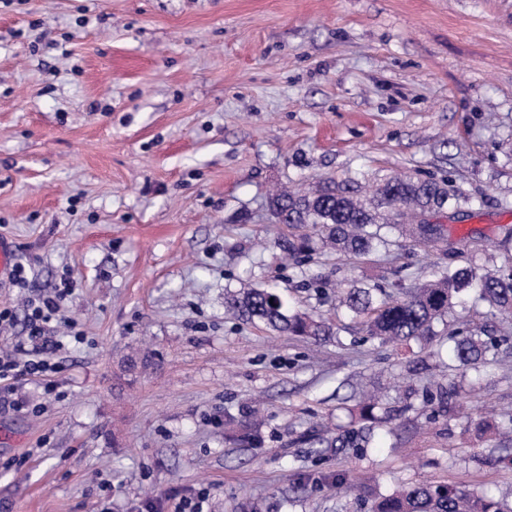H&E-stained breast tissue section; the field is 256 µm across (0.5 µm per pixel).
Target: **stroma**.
Instances as JSON below:
<instances>
[{
  "instance_id": "1",
  "label": "stroma",
  "mask_w": 512,
  "mask_h": 512,
  "mask_svg": "<svg viewBox=\"0 0 512 512\" xmlns=\"http://www.w3.org/2000/svg\"><path fill=\"white\" fill-rule=\"evenodd\" d=\"M473 197L448 210V252L282 261L277 187L396 173ZM512 227V0H0V238L32 295L64 277L82 343L56 351L52 390L0 402V512H131L205 488L208 512H367L409 483L512 497L494 432L512 409V354L467 395L447 337L354 343L346 280L402 281L436 262L500 258ZM288 283L335 334L279 335L226 293ZM152 355L118 388L133 352ZM377 386L405 411L363 453L299 442L347 428ZM352 490H336L337 476Z\"/></svg>"
}]
</instances>
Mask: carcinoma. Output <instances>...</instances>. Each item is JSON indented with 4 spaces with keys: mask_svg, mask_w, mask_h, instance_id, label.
Segmentation results:
<instances>
[{
    "mask_svg": "<svg viewBox=\"0 0 512 512\" xmlns=\"http://www.w3.org/2000/svg\"><path fill=\"white\" fill-rule=\"evenodd\" d=\"M472 204V198L448 181L416 178L412 175L387 177L369 187L351 178L326 179L304 189L280 190L266 201L269 218L288 228L281 249L296 264L313 254L329 250L355 259L373 254L388 245L387 234L397 231L398 248L409 244L424 250L437 249L446 242L441 224H425V216ZM338 306L352 316L364 338L381 344L426 341L434 335V325L452 326L455 359L460 365L482 375L497 356L496 338L476 322L478 307L504 319H512V253L497 267L471 263L454 267L434 265L428 278L400 283L362 285L352 280L336 295ZM470 304V319L448 318L457 308ZM225 307L247 321H260L274 331L290 336L319 339L333 335V325L321 315L297 308L287 286L264 284L242 288L225 297ZM459 386L448 382V389L437 390L426 399L448 405L453 414ZM382 401L373 393L363 395L356 407L359 427L334 438L324 430L318 436H303L310 448H367L381 419L374 411ZM370 512H512V503L486 494L459 489L453 485L416 483L378 497Z\"/></svg>",
    "mask_w": 512,
    "mask_h": 512,
    "instance_id": "cac0c4a2",
    "label": "carcinoma"
}]
</instances>
